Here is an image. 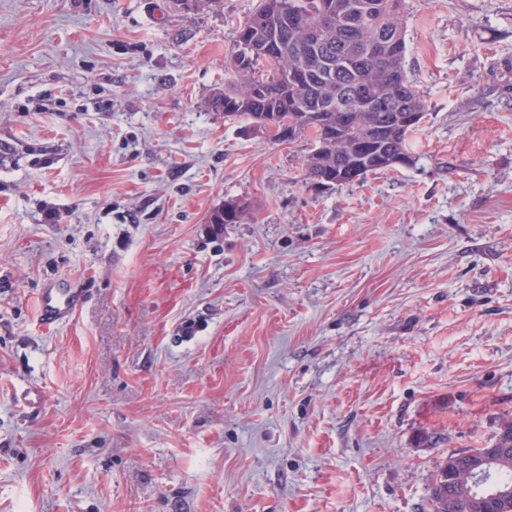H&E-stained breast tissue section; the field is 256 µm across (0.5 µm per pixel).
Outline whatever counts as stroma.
Listing matches in <instances>:
<instances>
[{"instance_id":"stroma-1","label":"stroma","mask_w":512,"mask_h":512,"mask_svg":"<svg viewBox=\"0 0 512 512\" xmlns=\"http://www.w3.org/2000/svg\"><path fill=\"white\" fill-rule=\"evenodd\" d=\"M406 2L416 162L316 190L208 107L258 0H0V512H429L512 415V0ZM246 214L245 206L237 200H225L224 204L211 212L208 224H213V232L224 234V224H239ZM83 304L82 292L66 283H51L37 296L39 319L48 327L70 320Z\"/></svg>"}]
</instances>
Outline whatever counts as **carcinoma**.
Instances as JSON below:
<instances>
[{
	"label": "carcinoma",
	"instance_id": "1",
	"mask_svg": "<svg viewBox=\"0 0 512 512\" xmlns=\"http://www.w3.org/2000/svg\"><path fill=\"white\" fill-rule=\"evenodd\" d=\"M404 0H260L236 25L224 87L209 101L215 112L265 126V116L288 123L292 138L310 147L302 159L305 183L347 186L401 166L415 157L407 148L412 113L426 103L406 68ZM368 90V107L339 112L345 92ZM245 206L234 199L211 212L217 235L239 224ZM492 462L482 448L451 453L433 475L431 512H500L492 494L512 487V418L491 439Z\"/></svg>",
	"mask_w": 512,
	"mask_h": 512
}]
</instances>
